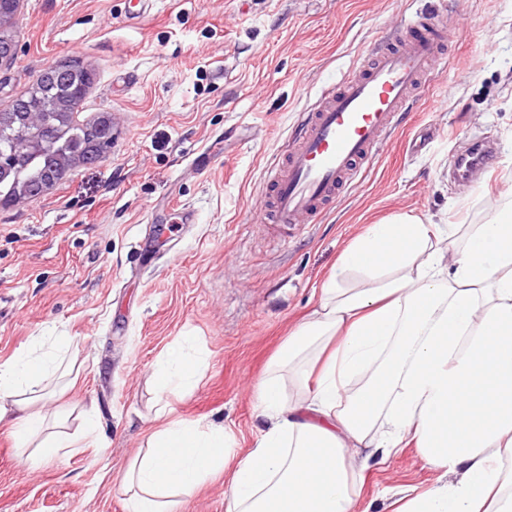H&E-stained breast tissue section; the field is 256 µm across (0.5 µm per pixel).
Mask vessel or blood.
<instances>
[{
  "label": "vessel or blood",
  "mask_w": 512,
  "mask_h": 512,
  "mask_svg": "<svg viewBox=\"0 0 512 512\" xmlns=\"http://www.w3.org/2000/svg\"><path fill=\"white\" fill-rule=\"evenodd\" d=\"M455 27L428 7L391 26L354 74L325 88L290 137L265 185L269 207L264 224H314L361 178L404 112L417 105L447 55ZM494 150L469 160L448 159L450 169L479 171L495 190Z\"/></svg>",
  "instance_id": "b4317fda"
}]
</instances>
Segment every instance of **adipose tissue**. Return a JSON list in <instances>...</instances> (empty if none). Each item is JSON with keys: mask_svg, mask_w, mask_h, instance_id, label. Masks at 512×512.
Instances as JSON below:
<instances>
[{"mask_svg": "<svg viewBox=\"0 0 512 512\" xmlns=\"http://www.w3.org/2000/svg\"><path fill=\"white\" fill-rule=\"evenodd\" d=\"M190 337L162 355L154 378L175 395L204 364ZM71 340L52 336L0 363V423L34 471L95 434L81 408L46 411L70 362ZM313 357L317 385L301 400L284 375ZM267 424L244 458L223 427L167 421L122 482L125 512H179L212 476L227 475L231 512H357L354 461L386 459L404 442L448 479L405 491L396 512H512V203L479 224L437 223L398 213L367 225L256 384Z\"/></svg>", "mask_w": 512, "mask_h": 512, "instance_id": "obj_1", "label": "adipose tissue"}]
</instances>
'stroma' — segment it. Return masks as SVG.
I'll use <instances>...</instances> for the list:
<instances>
[{"label":"stroma","instance_id":"35a3bbf8","mask_svg":"<svg viewBox=\"0 0 512 512\" xmlns=\"http://www.w3.org/2000/svg\"><path fill=\"white\" fill-rule=\"evenodd\" d=\"M426 0H27L7 25L0 110L44 68L96 81L77 123L115 114L116 150L75 163L42 196L0 204V363L69 336L77 378L55 406H97L93 443L40 471L0 424V512H123L121 476L158 415L223 424L246 455L264 428L254 387L366 225L396 212L483 220L512 192V0H444L460 37L448 67L321 223L256 221L266 170L320 92ZM497 145L499 191L448 178L462 137ZM193 212L186 223L185 212ZM194 338L200 381L161 399L158 358ZM360 512L436 485L416 448L360 460Z\"/></svg>","mask_w":512,"mask_h":512}]
</instances>
